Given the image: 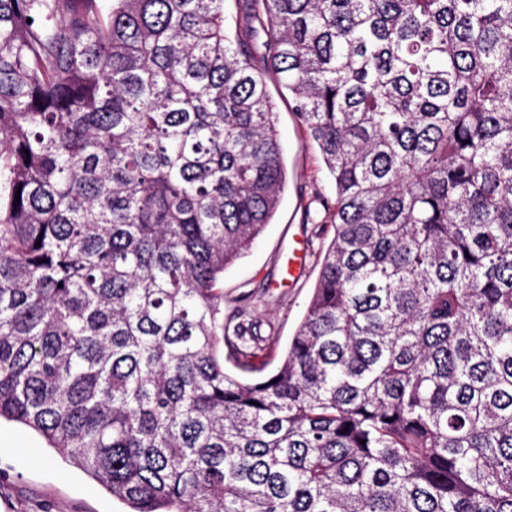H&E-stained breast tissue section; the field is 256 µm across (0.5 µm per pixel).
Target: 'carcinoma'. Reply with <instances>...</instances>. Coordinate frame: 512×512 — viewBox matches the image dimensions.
Segmentation results:
<instances>
[{"mask_svg":"<svg viewBox=\"0 0 512 512\" xmlns=\"http://www.w3.org/2000/svg\"><path fill=\"white\" fill-rule=\"evenodd\" d=\"M224 4L0 0V420L130 512H512V0ZM270 81L333 237L255 378Z\"/></svg>","mask_w":512,"mask_h":512,"instance_id":"1","label":"carcinoma"}]
</instances>
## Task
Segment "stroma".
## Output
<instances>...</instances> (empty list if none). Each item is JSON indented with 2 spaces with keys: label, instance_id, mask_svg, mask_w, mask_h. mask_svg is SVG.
<instances>
[{
  "label": "stroma",
  "instance_id": "stroma-1",
  "mask_svg": "<svg viewBox=\"0 0 512 512\" xmlns=\"http://www.w3.org/2000/svg\"><path fill=\"white\" fill-rule=\"evenodd\" d=\"M268 90L277 105V127L288 169V184L272 224L241 260L224 273V310L232 312L266 295L258 311L262 334L286 346L303 316L317 279L319 257L332 225L324 221L322 199L333 187L300 126L289 97L276 82ZM300 265L287 274L288 258ZM272 352L271 363L280 354ZM0 512H127L82 470L56 455L37 434L0 421Z\"/></svg>",
  "mask_w": 512,
  "mask_h": 512
}]
</instances>
